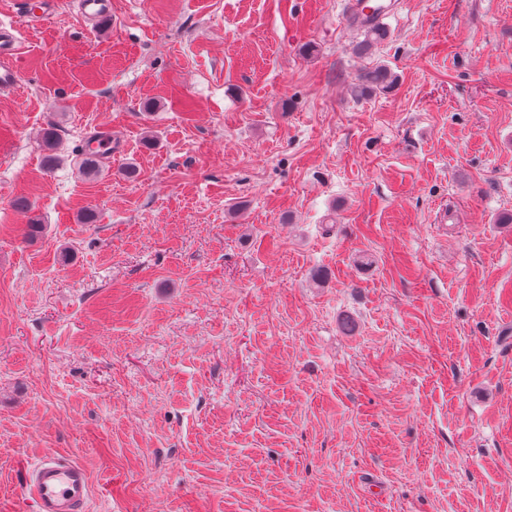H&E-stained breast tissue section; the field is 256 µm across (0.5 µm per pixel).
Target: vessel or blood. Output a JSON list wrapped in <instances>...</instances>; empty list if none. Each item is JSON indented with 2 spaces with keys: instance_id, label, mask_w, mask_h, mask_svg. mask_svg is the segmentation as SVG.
<instances>
[{
  "instance_id": "b4317fda",
  "label": "vessel or blood",
  "mask_w": 512,
  "mask_h": 512,
  "mask_svg": "<svg viewBox=\"0 0 512 512\" xmlns=\"http://www.w3.org/2000/svg\"><path fill=\"white\" fill-rule=\"evenodd\" d=\"M396 7L395 0H348L347 21L370 27ZM20 42L13 30L0 25V93L19 87L16 60ZM24 491L37 512H87L90 498L89 477L85 468L67 456L40 460L29 473Z\"/></svg>"
}]
</instances>
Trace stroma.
I'll return each instance as SVG.
<instances>
[{
  "instance_id": "35a3bbf8",
  "label": "stroma",
  "mask_w": 512,
  "mask_h": 512,
  "mask_svg": "<svg viewBox=\"0 0 512 512\" xmlns=\"http://www.w3.org/2000/svg\"><path fill=\"white\" fill-rule=\"evenodd\" d=\"M110 2L0 0V512H512V0ZM399 2L392 0H349L345 23L360 27L374 26L392 12ZM15 29L0 25V93H11L19 87L16 60L20 54V42ZM394 75L389 67L378 64L364 70L358 77L356 88L360 96L376 94L390 89ZM98 136L94 138L89 144L91 150L95 154L105 158H112V132L109 130H102L98 132ZM94 153H89L83 157L82 169L86 174L92 175L97 171L98 159ZM25 494L37 512H86L90 498L85 468L68 456L40 460L29 473Z\"/></svg>"
}]
</instances>
